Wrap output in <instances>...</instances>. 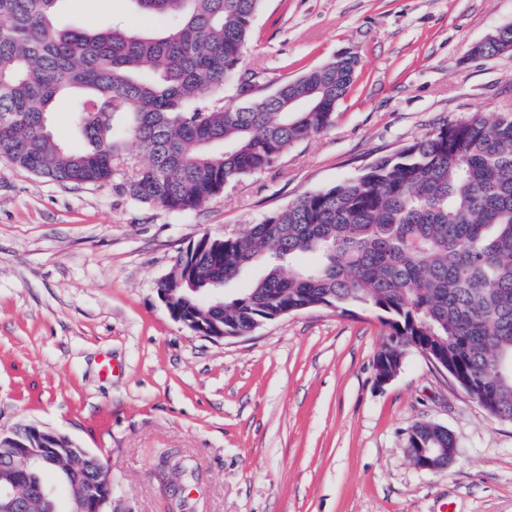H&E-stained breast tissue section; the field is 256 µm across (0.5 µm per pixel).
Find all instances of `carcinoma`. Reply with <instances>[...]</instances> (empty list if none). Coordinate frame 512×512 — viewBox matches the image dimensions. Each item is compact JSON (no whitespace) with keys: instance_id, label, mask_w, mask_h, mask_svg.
Wrapping results in <instances>:
<instances>
[{"instance_id":"obj_1","label":"carcinoma","mask_w":512,"mask_h":512,"mask_svg":"<svg viewBox=\"0 0 512 512\" xmlns=\"http://www.w3.org/2000/svg\"><path fill=\"white\" fill-rule=\"evenodd\" d=\"M60 0H0V159L59 184L112 176V113L133 116L149 158L128 184L136 200L192 211L226 186L272 167L333 122L359 60L339 59L256 97L240 70L261 0H129L165 27L131 33L119 24L62 30ZM512 49V25L492 31L478 56ZM242 96L224 101L226 86ZM85 147L69 150L48 115L67 90ZM253 267L260 276L212 306L194 289H217ZM162 287L184 319L226 335L288 313L359 304L384 316L377 353L402 368L428 349L470 377L466 393L512 422V113L481 112L416 140L351 179L305 194L249 230L196 240ZM407 444L451 448L438 424H417ZM64 505L28 498L27 512H93L104 497L94 459L57 451Z\"/></svg>"}]
</instances>
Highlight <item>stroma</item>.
I'll list each match as a JSON object with an SVG mask.
<instances>
[{"label": "stroma", "mask_w": 512, "mask_h": 512, "mask_svg": "<svg viewBox=\"0 0 512 512\" xmlns=\"http://www.w3.org/2000/svg\"><path fill=\"white\" fill-rule=\"evenodd\" d=\"M113 18L161 27L130 0H62L56 23ZM506 24L512 0H262L241 61L259 94L346 50L360 75L330 127L192 212L130 196L147 157L127 112L112 116L106 184L64 186L0 160V431L32 424L98 456L112 512H163L166 453L196 471L180 512H512V422L417 352L378 385L387 327L375 313L311 308L216 340L157 293L189 241L242 235L441 124L512 112V51L473 53ZM419 422L454 435L452 465H413Z\"/></svg>", "instance_id": "1"}]
</instances>
